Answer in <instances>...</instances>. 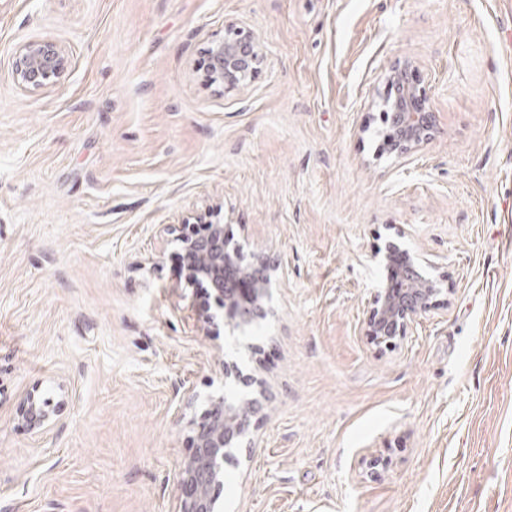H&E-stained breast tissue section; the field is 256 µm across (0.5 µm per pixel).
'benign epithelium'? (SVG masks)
Wrapping results in <instances>:
<instances>
[{
    "mask_svg": "<svg viewBox=\"0 0 512 512\" xmlns=\"http://www.w3.org/2000/svg\"><path fill=\"white\" fill-rule=\"evenodd\" d=\"M208 55L207 84L226 91L235 90L252 78L264 60L259 42L240 27L227 29L223 39L212 43ZM67 65L68 58L58 45L30 42L19 50L13 75L20 87L38 92L55 85ZM386 82L394 95L384 114L386 128L381 135L389 152L406 154L429 139L431 113L424 90L410 76L409 64L392 68ZM180 242L195 258L189 281L197 285L206 282L213 289L218 305L224 308L230 332L243 333L273 313L265 305L271 296L270 271L274 265L270 260H257L256 288L250 296L243 297L228 287L231 256L238 252L230 256L224 249V225L213 224L212 235L206 241H194L184 232ZM374 259L386 274L372 299L365 335L377 344L393 346L407 336L418 317L430 310L431 300L443 292V280L428 274L429 262L419 254L394 241L378 249ZM221 375L224 394L209 397L205 418L194 425V453L178 474L181 497L177 512H224L217 493L224 482V465L230 461L232 449L254 447L251 428L270 401L266 394L256 397L230 393L231 379L241 378L237 363L224 362ZM63 409L64 402L52 405L30 392L20 402L18 416L30 430L39 433L55 424Z\"/></svg>",
    "mask_w": 512,
    "mask_h": 512,
    "instance_id": "7a95c632",
    "label": "benign epithelium"
}]
</instances>
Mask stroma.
Here are the masks:
<instances>
[{
    "label": "stroma",
    "instance_id": "obj_1",
    "mask_svg": "<svg viewBox=\"0 0 512 512\" xmlns=\"http://www.w3.org/2000/svg\"><path fill=\"white\" fill-rule=\"evenodd\" d=\"M231 25L265 57L226 92L201 66ZM35 41L69 64L30 92ZM404 63L434 129L397 156ZM208 208L277 266L224 512H512V0H0V512H176L224 338L172 257ZM399 233L448 291L387 347ZM32 390L67 402L39 435ZM68 58L61 47L49 41L26 43L13 67L17 84L38 92L55 85L67 69Z\"/></svg>",
    "mask_w": 512,
    "mask_h": 512
}]
</instances>
